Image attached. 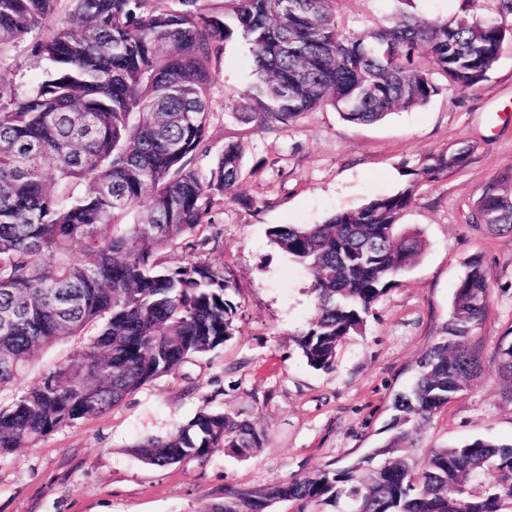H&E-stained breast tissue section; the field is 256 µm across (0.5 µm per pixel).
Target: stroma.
<instances>
[{
    "label": "stroma",
    "mask_w": 512,
    "mask_h": 512,
    "mask_svg": "<svg viewBox=\"0 0 512 512\" xmlns=\"http://www.w3.org/2000/svg\"><path fill=\"white\" fill-rule=\"evenodd\" d=\"M398 8L397 0L334 2L346 35L388 24ZM256 83L247 42L226 41L212 89L211 153L196 160L205 170L225 143L246 148L241 191L256 205L224 200L220 237L200 255L234 274V337L118 407L0 455V512H201L223 500L225 487L274 484L368 454L389 437L393 398L438 340L475 257L490 274V314L477 331L481 374L432 418L416 453L424 459L478 438L512 444V387L496 354L512 340V232L471 218L490 186L512 194V38L477 86L370 125L347 123L330 106L277 131L241 121L237 104ZM459 142L473 147L468 163L423 183L402 218L426 241L419 262L378 301L363 333L344 339L330 370L307 366L293 337L315 316L311 280L268 228L320 224L394 194L405 169ZM204 406L264 429V448L251 457L218 450L168 469L134 453Z\"/></svg>",
    "instance_id": "stroma-1"
}]
</instances>
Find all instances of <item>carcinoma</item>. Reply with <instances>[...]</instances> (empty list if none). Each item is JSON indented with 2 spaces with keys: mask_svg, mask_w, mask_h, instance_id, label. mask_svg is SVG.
<instances>
[{
  "mask_svg": "<svg viewBox=\"0 0 512 512\" xmlns=\"http://www.w3.org/2000/svg\"><path fill=\"white\" fill-rule=\"evenodd\" d=\"M0 0V85L16 72L9 53L29 43L47 64L35 86L0 100V395L21 385L42 353L80 340L78 357L0 404V453L34 447L51 432L91 419L234 336L239 305L224 266L188 259L218 237L217 204L237 193L245 150L229 142L209 170L211 88L224 42L251 46L259 86L241 119L279 129L330 105L370 124L427 104L445 87L486 79L503 43L512 0L495 15L468 6L451 21L402 12L357 35L338 30L333 0H294L273 15L268 0ZM460 142L429 158L398 192L322 224H281L271 241L311 278L316 316L294 336L306 364L328 370L342 340L362 332L374 305L420 258L421 235L400 224L420 183L461 168ZM132 211L134 223L125 222ZM482 224L512 230V197L490 187L475 207ZM489 277L473 258L443 335L420 358L409 390L393 401L392 436L345 466L250 490L229 488L204 512H512V445L475 439L437 448L419 464L424 426L480 370L475 333L489 315ZM512 386V343L498 349ZM266 433L205 407L164 437L134 446L168 468L217 449L247 457ZM494 486H473L486 471Z\"/></svg>",
  "mask_w": 512,
  "mask_h": 512,
  "instance_id": "carcinoma-1",
  "label": "carcinoma"
}]
</instances>
